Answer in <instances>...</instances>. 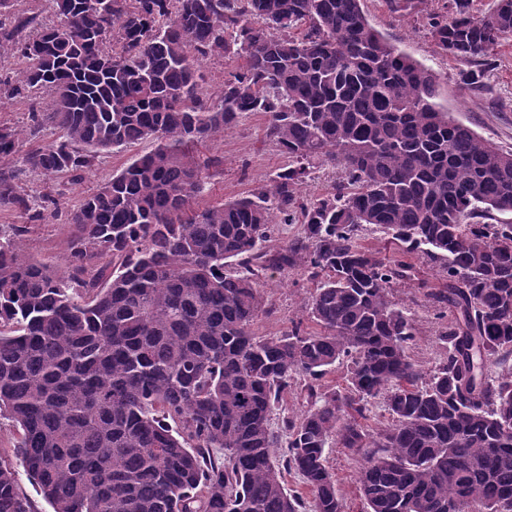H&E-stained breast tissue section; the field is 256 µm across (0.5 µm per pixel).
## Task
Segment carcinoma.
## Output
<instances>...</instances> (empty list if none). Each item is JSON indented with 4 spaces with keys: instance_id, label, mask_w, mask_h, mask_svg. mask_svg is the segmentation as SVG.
<instances>
[{
    "instance_id": "obj_1",
    "label": "carcinoma",
    "mask_w": 512,
    "mask_h": 512,
    "mask_svg": "<svg viewBox=\"0 0 512 512\" xmlns=\"http://www.w3.org/2000/svg\"><path fill=\"white\" fill-rule=\"evenodd\" d=\"M422 20L485 87L512 39V0L477 16L472 0H386ZM0 0V49L24 62L0 100L54 94L28 135L59 136L24 157L55 177L143 140L70 210L68 270L32 259L25 224L0 228V512H343L327 466L361 452L366 512H512V151L436 102L438 78L369 22L361 0H53L58 22ZM36 34L29 35L30 31ZM242 61L219 100L198 91L201 60ZM266 116L288 158L228 202L199 205L214 160L193 148ZM22 133L0 125V207L30 212L7 165ZM341 170L305 199L314 165ZM301 236L268 249L278 224ZM365 226L445 261L429 294L453 319L424 371L408 355L415 320L393 300L413 265L362 245ZM317 282L307 331L259 336L262 277ZM347 363L345 386L322 378ZM503 371L492 375L490 369ZM307 409H283L290 381ZM383 400L387 424L363 423ZM298 474L308 495L288 489Z\"/></svg>"
}]
</instances>
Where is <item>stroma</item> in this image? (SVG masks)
<instances>
[{
    "instance_id": "stroma-1",
    "label": "stroma",
    "mask_w": 512,
    "mask_h": 512,
    "mask_svg": "<svg viewBox=\"0 0 512 512\" xmlns=\"http://www.w3.org/2000/svg\"><path fill=\"white\" fill-rule=\"evenodd\" d=\"M361 7L370 23L392 44L437 75L438 102L450 117L499 148L512 150V41L501 47L496 67L486 74L485 90L476 91L460 81L465 63L442 53L414 16L392 11L385 0H362ZM154 146L150 139L138 142L122 152L99 159L74 177L54 179L31 169L24 170V188L30 194L57 200V213L45 219L35 215L26 220L11 210L0 208V225L27 223L26 252L58 271H65L69 265L68 240L72 231L67 222L68 211L80 196ZM198 154L200 158L218 161L217 166L209 170L208 199L212 202L238 198L254 183L272 178L288 162L266 138L264 118L258 114L243 116L235 126L225 130L223 136L199 147ZM411 261L415 277L397 284L394 295L420 330L408 354L416 365L427 370L442 356L440 336L448 328L447 319L438 317L428 299L430 292L441 288L445 272L441 262L418 254L412 255ZM313 291V282L300 271L267 276L264 290L267 312L258 318L256 333L278 336L287 332L293 323L305 320L304 303ZM327 458L336 475V489L344 512H364L365 503L357 483L361 457L356 452L333 447L328 449Z\"/></svg>"
}]
</instances>
